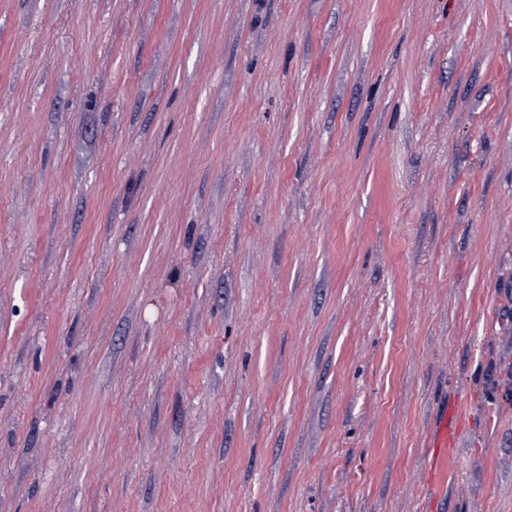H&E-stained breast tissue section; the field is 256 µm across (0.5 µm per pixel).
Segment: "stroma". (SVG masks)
Masks as SVG:
<instances>
[{
  "instance_id": "stroma-1",
  "label": "stroma",
  "mask_w": 512,
  "mask_h": 512,
  "mask_svg": "<svg viewBox=\"0 0 512 512\" xmlns=\"http://www.w3.org/2000/svg\"><path fill=\"white\" fill-rule=\"evenodd\" d=\"M0 512H512V0H0Z\"/></svg>"
}]
</instances>
